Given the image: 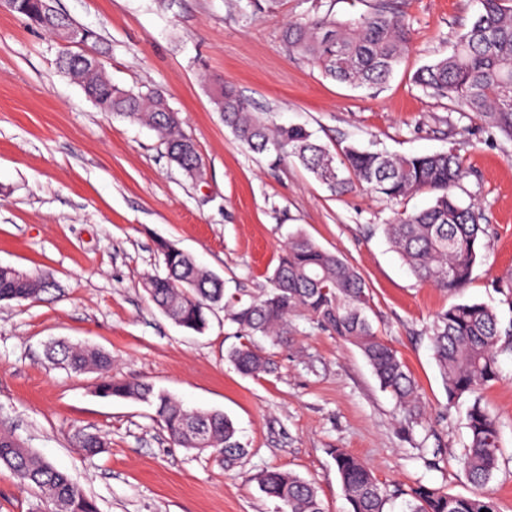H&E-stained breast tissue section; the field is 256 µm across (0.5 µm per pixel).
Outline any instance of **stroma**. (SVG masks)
<instances>
[{
  "label": "stroma",
  "instance_id": "35a3bbf8",
  "mask_svg": "<svg viewBox=\"0 0 512 512\" xmlns=\"http://www.w3.org/2000/svg\"><path fill=\"white\" fill-rule=\"evenodd\" d=\"M381 0H54L98 35L113 84L158 88L202 155L203 181L170 163L156 134L101 111L57 66L60 46L15 12L0 10V266L46 272L53 295L0 303V432L13 435L90 496L100 512H278L255 477L266 469L312 482L326 512H345L333 449L364 461L388 488L471 490L461 462L466 401L451 404L433 358L430 326L453 302L485 303L512 321V143L490 139L479 118L416 86L447 56L480 0H391L412 30L392 78L355 88L321 76L281 40L284 25L315 13L346 22ZM223 78L276 124H300L330 150L355 143L397 155L454 150L467 176L458 191L488 224L483 258L456 295L419 283L384 237L398 210H420L423 191L396 205L363 188L336 195L296 159L269 166L215 112L202 74ZM303 232L353 265L370 291V319L413 373L421 407L405 422L361 351L305 318L292 340L255 337L273 374L241 375L228 361L236 327L215 309L205 333L184 330L151 302L147 276L164 271L165 240L219 275L226 294H259L284 243ZM63 340L112 357V378L144 381L190 409L228 416L247 453L222 456L171 445L145 403L101 398L97 373L49 361ZM483 402L501 429L499 468L485 491L512 512V351ZM103 436L85 455L76 432ZM37 490L0 466V512H43Z\"/></svg>",
  "mask_w": 512,
  "mask_h": 512
}]
</instances>
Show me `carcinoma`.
<instances>
[{
  "label": "carcinoma",
  "mask_w": 512,
  "mask_h": 512,
  "mask_svg": "<svg viewBox=\"0 0 512 512\" xmlns=\"http://www.w3.org/2000/svg\"><path fill=\"white\" fill-rule=\"evenodd\" d=\"M15 12L34 26L56 35L72 25L43 0H18ZM288 51L316 66L334 81L375 88L392 77L410 45V28L403 16L380 6L359 19L339 22L316 14L288 25ZM61 70L77 78L87 96L105 112L149 126L165 146L168 157L188 177L203 176V159L182 130L179 113L163 91L135 92L110 88L90 74L87 64L65 53ZM215 90L211 102L237 139L250 151L271 157L277 165L294 158L330 191L342 195L360 185L390 202L400 203L423 190L437 193L427 208L401 212L383 232L413 276L453 294L466 287L480 258L486 235L484 214L475 203L464 204L456 190L466 177L463 159L449 151L432 155L394 156L347 144L335 153L299 125H274L251 110L234 86L206 78ZM415 83L447 97L480 117L485 128L512 141V0H483L482 11L457 36L448 56L422 68ZM165 273L145 280L154 305L176 325L202 333L208 313L224 302V282L200 267L187 253L167 241L157 243ZM57 288L48 274L0 268V301H35ZM369 289L360 273L337 254L302 233L282 250L270 277V288L244 302L225 306V319L236 325L242 342L228 352L236 370L249 377L275 372L269 356L251 338L263 336L274 345L286 344L291 321L307 317L322 329L355 345L363 353L381 387L388 391L404 419L420 415L416 382L406 363L374 330L369 318ZM512 336V323L502 325L496 311L478 302H460L437 314L431 344L448 393V402L470 400L466 412L469 441L464 448V471L472 486L469 495L449 494L423 484L406 491L382 485L370 467L341 448L333 451L347 512H385L389 498L408 496L405 512H498L497 502L484 488L499 467L500 428L482 404L481 393L500 379L501 341ZM50 359L74 372L97 371L98 396L144 402L154 409L171 442L181 448L211 449L233 466L245 454L233 423L219 412L190 410L168 393L145 382H123L106 375L111 358L94 348L56 341L47 348ZM75 444L89 454L103 447L102 438L81 431ZM0 465L10 469L22 486L36 487L54 512H97L95 503L71 477L9 435H0ZM259 490L282 504L281 512H325L316 487L277 469L256 476Z\"/></svg>",
  "instance_id": "obj_1"
}]
</instances>
